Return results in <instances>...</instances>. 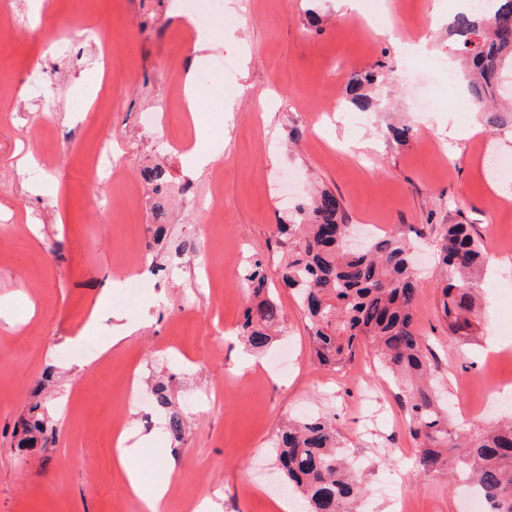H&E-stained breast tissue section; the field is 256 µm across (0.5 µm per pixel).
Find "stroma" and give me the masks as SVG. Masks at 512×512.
Segmentation results:
<instances>
[{
  "label": "stroma",
  "mask_w": 512,
  "mask_h": 512,
  "mask_svg": "<svg viewBox=\"0 0 512 512\" xmlns=\"http://www.w3.org/2000/svg\"><path fill=\"white\" fill-rule=\"evenodd\" d=\"M17 24L0 38V512H140L117 462L118 438L141 441L145 478L175 466L178 489L161 512H181V494L220 512H283L269 490L282 475L272 442L289 419L333 418L354 449L366 512H467L466 497L444 475L418 471L401 387L362 346L347 370L319 367L304 309L280 279L288 242L276 233L312 190L331 192L355 240L401 228L420 267L416 329L436 355L435 379L452 404L451 422L473 435L490 423L482 409L495 387L482 382L499 359L512 379V206L486 182L483 155L512 160V130L488 127L464 101L458 73L428 70L454 44L446 18L456 0H224L222 42L194 52L176 0H0ZM404 40L421 42L417 57ZM218 56L236 67L224 94L198 89L208 150L224 167L221 195L210 168L189 164L195 130L179 89L188 62L205 71ZM375 70L376 108L355 125L346 104L352 72ZM159 111L160 127L141 125ZM463 128L449 138V122ZM406 126L405 140L390 129ZM109 143L126 168L113 181L90 167ZM52 162L34 179L36 157ZM170 172L165 234L153 241L155 195L144 168ZM214 201L223 223L205 221ZM448 224L470 225L487 256L476 275L469 338L450 339L438 310L436 237ZM261 262L279 308L272 346L252 352L238 334L249 302L242 274ZM164 276L136 311L96 298L113 275ZM222 270V294L202 287L206 268ZM197 290L184 307L187 287ZM98 331L80 339L90 313ZM132 333L112 342L115 326ZM142 386L166 380L187 433L175 441L161 415L125 402L128 370ZM37 408L49 444L20 447L19 421Z\"/></svg>",
  "instance_id": "obj_1"
}]
</instances>
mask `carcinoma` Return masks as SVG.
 <instances>
[{
  "instance_id": "obj_1",
  "label": "carcinoma",
  "mask_w": 512,
  "mask_h": 512,
  "mask_svg": "<svg viewBox=\"0 0 512 512\" xmlns=\"http://www.w3.org/2000/svg\"><path fill=\"white\" fill-rule=\"evenodd\" d=\"M466 6L448 22V34L467 63V94L480 108L487 126L512 127V108L496 102L506 71L512 72V0H482ZM376 74L353 72L347 84L350 105L371 112L370 89ZM155 188L166 182L157 164L142 172ZM340 203L327 191L299 204L277 232L291 241L283 283L301 297L318 365L343 369L362 343L375 349L379 366L407 381L401 402L409 436L419 447L417 468L425 474H446L454 482L482 492L492 512H512V423L496 425L466 439L448 421L445 407L431 382L433 355L415 329L418 279L411 245L394 228L364 251L346 244ZM441 264L451 272L440 289V311L448 331L465 337L472 327L475 272L486 255L466 224H448L437 240ZM255 301L243 312L241 336L255 351L272 342L278 324L276 302L264 295L267 277L260 264L244 270ZM155 406L166 416L170 435H185L182 412L174 409L168 385L152 388ZM273 448L288 489L305 504V512H359L363 489L346 457L334 423L311 416L279 431Z\"/></svg>"
}]
</instances>
